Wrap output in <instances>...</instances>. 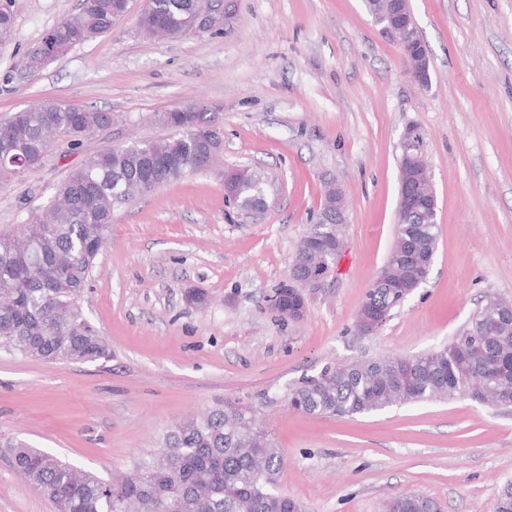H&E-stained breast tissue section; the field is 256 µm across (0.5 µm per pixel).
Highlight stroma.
Returning <instances> with one entry per match:
<instances>
[{"label": "stroma", "mask_w": 512, "mask_h": 512, "mask_svg": "<svg viewBox=\"0 0 512 512\" xmlns=\"http://www.w3.org/2000/svg\"><path fill=\"white\" fill-rule=\"evenodd\" d=\"M9 6L0 122L48 99L115 121L79 148L55 140L43 167L0 187V231L47 205L90 153L166 136L155 113H207L223 147L211 167L115 212L81 298L110 360L0 349V512H56L15 471L9 443L108 479L176 422L227 400L256 409L282 459L280 489L308 512H384L405 493L441 512H495L512 481V407L457 396L317 418L285 397L330 365L444 346L487 296L512 300V0H409L429 57L425 86L365 0H229L223 35L180 39L142 37V0H132L110 34L32 77L21 59L79 0ZM412 124L426 134L439 236L426 281L365 334L356 317L396 239ZM239 166L273 181L260 215L224 195L225 171ZM329 182L347 215L336 272L307 290L302 319L285 320L272 299ZM191 291L205 304L188 301Z\"/></svg>", "instance_id": "1"}]
</instances>
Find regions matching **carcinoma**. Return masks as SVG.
Returning <instances> with one entry per match:
<instances>
[{"label":"carcinoma","instance_id":"obj_1","mask_svg":"<svg viewBox=\"0 0 512 512\" xmlns=\"http://www.w3.org/2000/svg\"><path fill=\"white\" fill-rule=\"evenodd\" d=\"M223 0H146L137 25L145 35L190 36L188 10L212 11ZM121 0H81L30 50L46 53L58 42L75 47L112 30ZM14 19L0 7V44L13 37ZM170 135L109 145L88 156L57 188L54 200L31 214L16 233H0V346L48 361L96 362L110 352L86 317L81 295L107 243L114 211L160 183L205 169L218 127L194 109L156 115ZM112 113L45 100L0 123V186L40 166L52 142L76 146L112 127ZM234 198L248 206L268 197L269 178L257 168L230 170ZM320 239L299 247L305 276L322 272L312 258L330 259L337 225L313 224ZM439 225L422 208L406 209L397 242L379 275L415 286L426 280ZM364 302L394 312L397 296L372 282ZM467 394L496 402L512 398V301L492 297L471 325L448 344L411 357L394 356L326 368L288 390V405L313 417H353L414 401ZM159 448L138 458L113 490L107 481L25 442L10 446L14 468L53 500L57 512H302L277 490L281 459L254 409L235 401L171 427ZM401 512H439L421 495L398 498Z\"/></svg>","mask_w":512,"mask_h":512}]
</instances>
